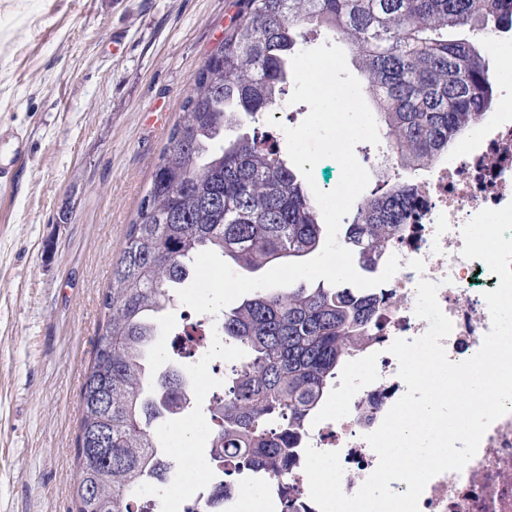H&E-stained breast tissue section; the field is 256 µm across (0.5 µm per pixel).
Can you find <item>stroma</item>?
I'll return each mask as SVG.
<instances>
[{
  "label": "stroma",
  "mask_w": 512,
  "mask_h": 512,
  "mask_svg": "<svg viewBox=\"0 0 512 512\" xmlns=\"http://www.w3.org/2000/svg\"><path fill=\"white\" fill-rule=\"evenodd\" d=\"M238 0H0V512H75L80 391L102 298L191 83ZM189 411L199 474L206 407ZM11 155L7 160L0 158V182L12 180L16 166L24 162L28 157L27 144L24 136L20 133L14 134Z\"/></svg>",
  "instance_id": "obj_1"
}]
</instances>
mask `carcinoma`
I'll list each match as a JSON object with an SVG mask.
<instances>
[{
	"instance_id": "carcinoma-1",
	"label": "carcinoma",
	"mask_w": 512,
	"mask_h": 512,
	"mask_svg": "<svg viewBox=\"0 0 512 512\" xmlns=\"http://www.w3.org/2000/svg\"><path fill=\"white\" fill-rule=\"evenodd\" d=\"M324 28L348 41L370 109L392 154L417 170L448 156L495 105L489 43L512 32V0H240L216 54L199 70L159 156L102 300L105 324L81 391L76 512H137L171 469L154 421L186 381L153 378V317L212 250L255 274L322 250L311 192L257 136L222 145L241 117L278 109L287 65ZM411 194L392 185L357 203L345 242L374 270L407 223ZM381 298L321 280L256 290L224 309V396L210 402L209 453L224 475L251 473L288 500V464L351 352L372 340ZM112 462L86 452L98 434Z\"/></svg>"
}]
</instances>
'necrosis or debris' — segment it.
I'll return each mask as SVG.
<instances>
[{"mask_svg":"<svg viewBox=\"0 0 512 512\" xmlns=\"http://www.w3.org/2000/svg\"><path fill=\"white\" fill-rule=\"evenodd\" d=\"M410 188L412 214L384 247L385 256H398L400 268L376 288L384 304L374 338L347 358L301 440L320 451L339 452L342 488L349 495L377 466L365 434L380 425L406 391L388 348L395 339L413 340L428 329L414 313L418 281L439 285V305L453 323L443 341L452 362L476 354L491 329L483 293L495 290L500 278L480 261L462 257L461 228L479 211L512 202V113H486L456 141L450 161L432 167ZM209 473L208 481L191 492L185 512H197L201 503L206 512H225L227 505L241 502L243 487L225 480L222 467L210 465ZM419 512H512V413L488 428L462 471L429 481Z\"/></svg>","mask_w":512,"mask_h":512,"instance_id":"necrosis-or-debris-1","label":"necrosis or debris"}]
</instances>
